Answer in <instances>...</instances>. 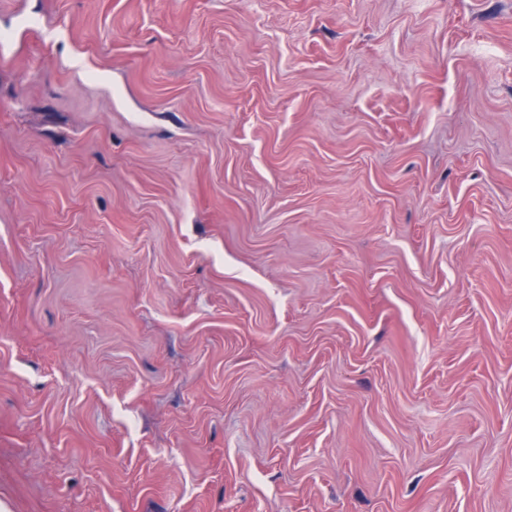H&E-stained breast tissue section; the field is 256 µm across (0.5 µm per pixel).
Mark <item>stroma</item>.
I'll use <instances>...</instances> for the list:
<instances>
[{"instance_id": "35a3bbf8", "label": "stroma", "mask_w": 512, "mask_h": 512, "mask_svg": "<svg viewBox=\"0 0 512 512\" xmlns=\"http://www.w3.org/2000/svg\"><path fill=\"white\" fill-rule=\"evenodd\" d=\"M0 512H512V0H0Z\"/></svg>"}]
</instances>
